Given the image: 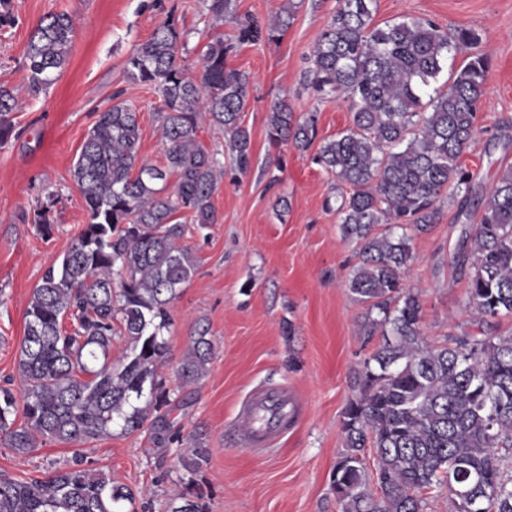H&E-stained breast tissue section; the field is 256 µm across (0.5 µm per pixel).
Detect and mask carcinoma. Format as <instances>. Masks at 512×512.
Returning a JSON list of instances; mask_svg holds the SVG:
<instances>
[{
  "label": "carcinoma",
  "mask_w": 512,
  "mask_h": 512,
  "mask_svg": "<svg viewBox=\"0 0 512 512\" xmlns=\"http://www.w3.org/2000/svg\"><path fill=\"white\" fill-rule=\"evenodd\" d=\"M374 0H336V12L312 51L304 86L320 99L349 102L351 126L324 141L313 160L350 187L337 207L343 236L361 243L350 291L367 305L363 331L384 342L361 367L359 395L345 408V449L332 473L340 512H425L427 496L448 490L450 512H512V335L463 332L428 347L421 331L420 294L406 283L410 242L428 232L437 202L465 192L460 209L476 203L457 265L470 271L466 308L477 329L512 315V167L485 195L472 197V174L461 156L480 132L478 111L490 59L471 53L445 82L448 55L474 48L470 28L444 30L407 18L371 25ZM288 0L267 28L238 22L237 42L273 41L294 19ZM75 25L65 12L44 16L31 32L25 61L28 92L49 89L64 72ZM175 19L159 25L127 61V76L147 85L161 105L166 163L139 159L140 112L122 93L99 113L72 168L88 223L61 261L34 288L20 345L21 397L0 388V442L22 456L45 440L86 444L149 424L157 448L181 443L169 418L188 399L171 398L157 370L169 364L163 331L171 303L195 273L180 244L184 225L216 223L212 202L223 174L214 154L196 140L204 123L224 128L235 164L251 165V135L243 125L248 76L225 64L233 45L215 35L199 75H188ZM15 90L0 84V148L14 136ZM268 135L276 145L309 149L316 118L295 116L288 100L272 107ZM176 176L167 190L170 176ZM385 225L377 234V225ZM119 286H114V282ZM127 349L112 363V338ZM213 344L196 327L174 375L180 386L200 381ZM376 461L370 488L367 457ZM209 460L201 438L181 457L194 474ZM134 495L77 457L44 479L0 474V512H128ZM166 512H204L189 492Z\"/></svg>",
  "instance_id": "1"
}]
</instances>
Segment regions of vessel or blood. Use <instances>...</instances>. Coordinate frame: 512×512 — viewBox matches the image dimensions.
<instances>
[{
    "instance_id": "b4317fda",
    "label": "vessel or blood",
    "mask_w": 512,
    "mask_h": 512,
    "mask_svg": "<svg viewBox=\"0 0 512 512\" xmlns=\"http://www.w3.org/2000/svg\"><path fill=\"white\" fill-rule=\"evenodd\" d=\"M242 417L248 425L247 441L253 446L270 444L284 435L291 423L284 393L264 388L250 394Z\"/></svg>"
}]
</instances>
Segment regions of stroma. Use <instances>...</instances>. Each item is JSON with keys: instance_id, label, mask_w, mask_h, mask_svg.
<instances>
[{"instance_id": "35a3bbf8", "label": "stroma", "mask_w": 512, "mask_h": 512, "mask_svg": "<svg viewBox=\"0 0 512 512\" xmlns=\"http://www.w3.org/2000/svg\"><path fill=\"white\" fill-rule=\"evenodd\" d=\"M284 2L234 0L233 13L215 24L210 0H12L16 22L0 28V83L14 87L20 107L13 114L19 136L0 148V383L16 373L34 288L88 222L71 170L115 92L125 91L140 109L143 163L165 162L158 97L131 83L126 66L167 16L184 33L192 71H199L201 50L214 32L233 44L226 64L249 76L242 120L251 133L252 164L246 173L236 170L221 127L198 130V141L224 168L213 198L217 221L201 231L185 227L181 243L194 254L196 271L172 304L165 337L173 359H180L202 324L214 349L194 386L180 388L172 368L164 375L172 397L190 400L175 421L183 438H203L207 465L188 474L179 462L183 446L153 447L143 429L83 445L49 440L23 457L0 444V473L44 478L79 456L130 488L135 512H162L191 482L204 494L205 512H339L331 477L344 450L343 414L380 339L362 334L365 307L347 284L359 244L343 237L338 215L325 206L347 186L314 164L312 151L276 146L268 137L271 107L282 98L295 114H316L319 139L351 124L347 102L317 99L303 85L336 0H301L292 24L273 42L235 41L238 19L267 25ZM60 11L77 24L69 62L55 84L33 98L23 81L29 36L42 17ZM407 17L481 36L479 50L492 66L479 109L481 133L461 162L473 174L474 193L485 192L500 169L512 165V0H376L375 26ZM44 204L52 225L47 237L33 222ZM438 208L437 223L411 242L406 278L420 293L421 329L430 346L470 327L468 277L455 255L468 226L480 219L475 207L461 213L456 196L443 195ZM256 387L286 389L294 413L288 433L265 448L246 446L240 417Z\"/></svg>"}]
</instances>
